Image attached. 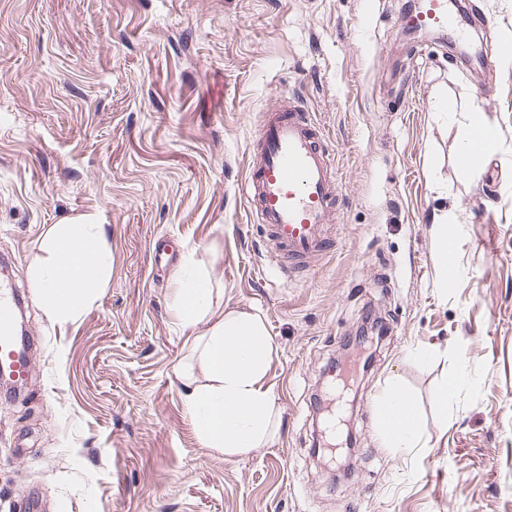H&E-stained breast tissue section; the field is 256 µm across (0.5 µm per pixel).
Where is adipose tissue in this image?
I'll return each mask as SVG.
<instances>
[{"label": "adipose tissue", "instance_id": "obj_1", "mask_svg": "<svg viewBox=\"0 0 512 512\" xmlns=\"http://www.w3.org/2000/svg\"><path fill=\"white\" fill-rule=\"evenodd\" d=\"M41 247L46 257L31 269L30 282L46 317L57 321L91 308L109 276L102 225L88 215L53 225ZM176 296L184 321L217 316L194 340L200 372L182 377L185 408L204 447L227 457L246 456L263 447L273 433L276 398L266 378L278 348L257 314L215 312L212 290L203 277L178 276ZM406 401L395 387L377 399L384 447L406 450L421 441L415 423H401L396 416L398 405Z\"/></svg>", "mask_w": 512, "mask_h": 512}]
</instances>
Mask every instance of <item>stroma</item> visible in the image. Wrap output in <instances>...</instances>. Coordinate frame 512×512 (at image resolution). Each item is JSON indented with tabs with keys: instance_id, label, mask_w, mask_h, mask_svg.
Wrapping results in <instances>:
<instances>
[{
	"instance_id": "1",
	"label": "stroma",
	"mask_w": 512,
	"mask_h": 512,
	"mask_svg": "<svg viewBox=\"0 0 512 512\" xmlns=\"http://www.w3.org/2000/svg\"><path fill=\"white\" fill-rule=\"evenodd\" d=\"M485 63L404 40L406 0H0V253L12 288L47 229L104 226L94 306L26 310L35 372L0 397V512H512V0H465ZM328 133L342 204L335 250L303 279L270 261L240 194L250 142L282 93ZM496 126L480 175L459 143ZM452 226L444 267L442 225ZM219 308L258 313L278 346L279 415L245 457L202 446L177 369L203 322L179 270ZM385 339L325 404L351 420L354 473L312 456V397L366 312ZM416 404L422 447L378 437L377 397ZM453 384L447 409L439 389ZM483 123H484V127L490 129L493 132V136L489 141L486 142L483 149L481 150V152L479 153V155L477 156V158L475 160H473L471 157L473 134H474V130H475V128H472V124L468 125V127L465 131L464 137L461 141V145H460L461 160L466 168L471 169V172L473 174H475L476 172H480L481 165H482L484 158L486 156L492 154L496 149V138H495L493 125L485 116H483ZM212 289L201 276L182 274L177 278V304L180 317L185 322H195L209 314H214Z\"/></svg>"
}]
</instances>
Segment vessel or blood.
Wrapping results in <instances>:
<instances>
[{
    "label": "vessel or blood",
    "instance_id": "vessel-or-blood-1",
    "mask_svg": "<svg viewBox=\"0 0 512 512\" xmlns=\"http://www.w3.org/2000/svg\"><path fill=\"white\" fill-rule=\"evenodd\" d=\"M459 17L453 0H423L400 22L453 35L460 31ZM240 191L283 274L306 271L310 260L325 252V227L338 209V176L323 131L293 98L283 97L266 112ZM15 329L11 299L0 292V370L23 380L31 362L17 351Z\"/></svg>",
    "mask_w": 512,
    "mask_h": 512
}]
</instances>
